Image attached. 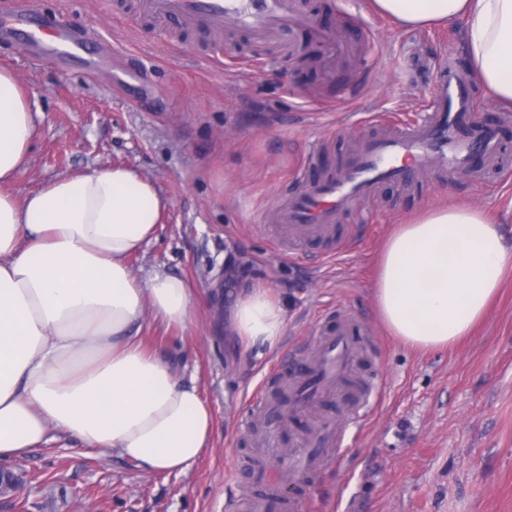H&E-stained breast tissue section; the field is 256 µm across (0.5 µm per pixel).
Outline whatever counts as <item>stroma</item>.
<instances>
[{
    "mask_svg": "<svg viewBox=\"0 0 512 512\" xmlns=\"http://www.w3.org/2000/svg\"><path fill=\"white\" fill-rule=\"evenodd\" d=\"M133 2L66 5L69 20L110 51L108 74L0 42V68L38 114L30 160L8 190L21 199L56 176L114 165L156 186L167 211L129 266L141 278H185L196 294L186 326L166 328L146 313L139 337L198 388L214 418L211 441L184 471L147 473L49 430L40 447L7 461L23 469L25 489L0 493V512H225L249 489L231 472L264 457L240 443L241 420L285 353L313 344L321 316L369 324L375 346L353 374L374 376L380 396L349 428L340 456L290 487L300 512H512V271L473 334L445 349H411L389 335L372 294L386 238L438 203L486 209L512 240V176L382 185L375 202L303 251H290L265 220L302 174L335 171L360 147L372 131L366 115L402 123L426 113L437 62L465 60L459 26L403 28L367 0H304L325 30L341 14L362 17L364 27L347 30L355 55L311 70L274 48L252 52L238 34L215 63L203 58L205 32L154 28L134 16ZM255 286L285 312L271 353L240 346L228 329L240 293Z\"/></svg>",
    "mask_w": 512,
    "mask_h": 512,
    "instance_id": "1",
    "label": "stroma"
}]
</instances>
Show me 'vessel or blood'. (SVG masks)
Wrapping results in <instances>:
<instances>
[{"instance_id":"obj_1","label":"vessel or blood","mask_w":512,"mask_h":512,"mask_svg":"<svg viewBox=\"0 0 512 512\" xmlns=\"http://www.w3.org/2000/svg\"><path fill=\"white\" fill-rule=\"evenodd\" d=\"M138 13L160 25L180 20L187 28L210 31L214 40L206 57L217 60L225 29L244 33L255 43L284 40L305 30L326 49L323 65L347 52L341 31L317 28L298 0H138ZM4 30L27 45L39 59L79 65L87 72L104 69L110 62L106 52L93 49L91 39L67 28L45 27L18 0ZM472 82L454 60H443L437 71L431 110L420 122L397 128H382L363 147L349 156L333 175L316 180L301 177L288 199L272 209L267 220L279 224L295 247L333 234L342 214L360 201L374 198L384 182H407L418 172L456 174L481 159L487 172L512 173V156L504 153L493 129L481 126L474 111ZM367 323L353 317L320 319L317 339L304 351L301 373L289 374L288 402L277 405L258 400L241 425L242 434L260 430L261 444L276 448L273 433L298 410L346 386L350 372L364 351ZM336 423L325 422L315 436L302 444L276 448L289 468L309 475L324 467V451L340 446Z\"/></svg>"}]
</instances>
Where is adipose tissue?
<instances>
[{"label": "adipose tissue", "instance_id": "adipose-tissue-1", "mask_svg": "<svg viewBox=\"0 0 512 512\" xmlns=\"http://www.w3.org/2000/svg\"><path fill=\"white\" fill-rule=\"evenodd\" d=\"M372 5L405 27L460 25L476 81L512 108V0ZM35 118L13 73L0 69V460L54 428L146 472L184 470L209 445L212 413L132 332L147 310L169 327L191 317L189 281L158 271L141 279L128 264L167 204L123 166L63 175L21 200L3 191L31 149ZM511 268L512 243L494 217L443 204L388 237L375 303L406 346L445 349L483 320ZM284 329L268 289L237 301L232 330L244 346L276 348Z\"/></svg>", "mask_w": 512, "mask_h": 512}]
</instances>
